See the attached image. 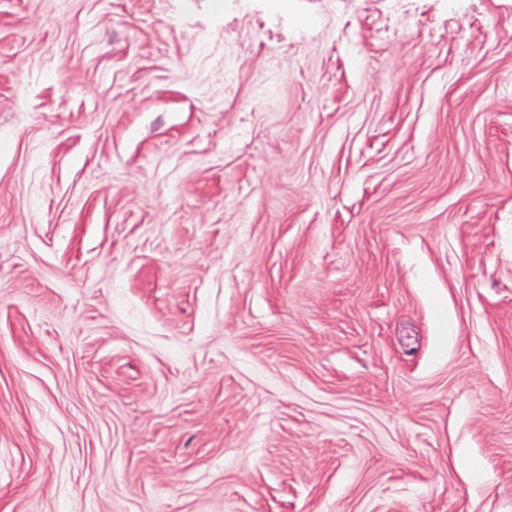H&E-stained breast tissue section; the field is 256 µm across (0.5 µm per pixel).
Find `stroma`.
Wrapping results in <instances>:
<instances>
[{"mask_svg": "<svg viewBox=\"0 0 512 512\" xmlns=\"http://www.w3.org/2000/svg\"><path fill=\"white\" fill-rule=\"evenodd\" d=\"M0 512H512V0H0Z\"/></svg>", "mask_w": 512, "mask_h": 512, "instance_id": "stroma-1", "label": "stroma"}]
</instances>
